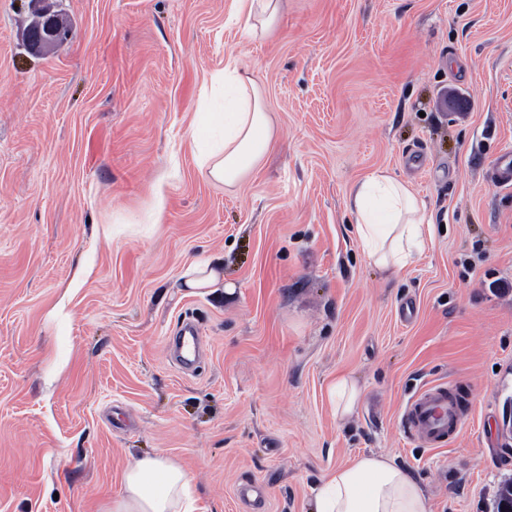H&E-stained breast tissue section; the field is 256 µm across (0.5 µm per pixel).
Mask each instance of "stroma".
Returning a JSON list of instances; mask_svg holds the SVG:
<instances>
[{"instance_id": "obj_1", "label": "stroma", "mask_w": 512, "mask_h": 512, "mask_svg": "<svg viewBox=\"0 0 512 512\" xmlns=\"http://www.w3.org/2000/svg\"><path fill=\"white\" fill-rule=\"evenodd\" d=\"M0 0V512H103L132 458L193 478L195 512H312L323 470L394 457L434 512H496L512 482V0H287L247 36L234 0ZM238 59L276 138L235 189L199 166L197 115ZM435 232L398 276L345 201L377 169ZM219 257L221 286L184 287ZM414 315L403 320L404 305ZM195 321L203 358L166 339ZM362 390L336 418L337 377ZM463 402L429 448L400 417L425 384ZM33 2L36 6L34 22L25 34V42L30 50L41 52L66 40L69 30L49 7H40L37 0ZM490 178L500 186L512 187V147L502 148L492 164Z\"/></svg>"}]
</instances>
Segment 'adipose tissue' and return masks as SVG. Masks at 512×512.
<instances>
[{
	"mask_svg": "<svg viewBox=\"0 0 512 512\" xmlns=\"http://www.w3.org/2000/svg\"><path fill=\"white\" fill-rule=\"evenodd\" d=\"M285 2L237 0L238 13L251 36L265 37L277 28ZM213 82L222 100L198 115L199 163L211 180L233 188L268 156L275 128L261 89L236 59H228ZM346 208L364 254L389 274L412 264L426 245L425 202L387 170L357 181ZM191 482V475L166 456L133 459L122 472L121 494L105 512H194ZM313 512H432V504L394 458L362 454L322 473Z\"/></svg>",
	"mask_w": 512,
	"mask_h": 512,
	"instance_id": "1",
	"label": "adipose tissue"
}]
</instances>
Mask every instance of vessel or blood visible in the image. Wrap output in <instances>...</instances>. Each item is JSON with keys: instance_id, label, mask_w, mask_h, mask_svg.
Returning a JSON list of instances; mask_svg holds the SVG:
<instances>
[{"instance_id": "obj_1", "label": "vessel or blood", "mask_w": 512, "mask_h": 512, "mask_svg": "<svg viewBox=\"0 0 512 512\" xmlns=\"http://www.w3.org/2000/svg\"><path fill=\"white\" fill-rule=\"evenodd\" d=\"M489 176L498 185L512 187L511 146L500 150ZM401 425L422 445L439 447L459 433L462 411L447 384H430L409 399L402 413Z\"/></svg>"}]
</instances>
